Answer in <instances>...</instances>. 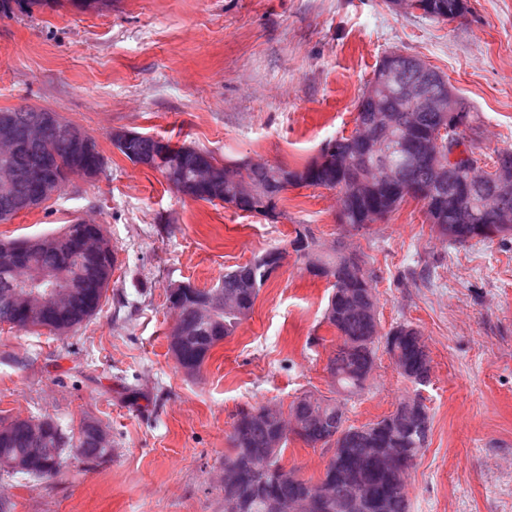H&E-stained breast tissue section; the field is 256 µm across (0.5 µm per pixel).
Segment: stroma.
I'll list each match as a JSON object with an SVG mask.
<instances>
[{"mask_svg":"<svg viewBox=\"0 0 512 512\" xmlns=\"http://www.w3.org/2000/svg\"><path fill=\"white\" fill-rule=\"evenodd\" d=\"M398 51L442 73L476 115L477 153L512 147V0H468L457 19L393 11L387 0H112L0 16V109L59 112L94 136L107 160L70 175L39 209L0 223V239L34 238L77 220L103 225L116 267L101 308L65 336L0 326V422L56 420L68 433L100 422L112 453H68L42 480L0 474L13 512H224L215 480L237 412L289 407L330 392V288L291 249L298 227L363 253L381 332L416 327L432 360L423 391L429 446L411 471V512H512V245H451L403 202L365 228L337 221L338 194L296 187L271 219L185 197L111 142L124 128L300 168L350 135L379 60ZM286 251L235 334L186 376L168 336V290L219 283L226 268ZM411 391L378 351L352 426L391 413ZM330 454L289 438L286 468L318 478Z\"/></svg>","mask_w":512,"mask_h":512,"instance_id":"obj_1","label":"stroma"}]
</instances>
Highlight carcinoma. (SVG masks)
<instances>
[{
  "label": "carcinoma",
  "mask_w": 512,
  "mask_h": 512,
  "mask_svg": "<svg viewBox=\"0 0 512 512\" xmlns=\"http://www.w3.org/2000/svg\"><path fill=\"white\" fill-rule=\"evenodd\" d=\"M63 6V0H0V13L7 16L19 10L30 14L34 9L54 10ZM416 9L423 15L439 18L457 11L460 0H415ZM381 106L390 112L399 124L414 123L419 127L418 150L431 149L430 135L443 121L439 112H419L398 93L384 96ZM48 109L33 105H20L4 110L12 123L15 133V148L5 161L11 183L6 192L0 190V223L12 220L27 210L33 198L40 193L36 163L42 162V174L53 176L63 184L68 175L80 170L88 175L101 172L106 164L97 141L83 154L73 151L74 131L78 125L73 122H48ZM373 116L372 104L361 91L358 99L355 128L348 136L328 141L320 154L302 168L273 166L267 163L245 159L236 163L238 174L252 185L263 189L259 197L237 200L242 211L256 212L276 218L281 194L291 186H313L336 189L340 194L339 222L363 228L374 224L395 211L408 198L423 202L425 215L434 210V202L423 191L432 180V170L426 164L409 162L401 157L394 159L398 180L381 187L376 180L377 159L364 156L363 147L357 141L360 127ZM34 122L44 124L45 133L40 141L28 138V128ZM185 146H174L169 153L160 152L155 137L136 133L119 152L131 163L149 159L155 163L166 183L181 194L194 200L214 202L210 193L191 182L192 172L200 167L214 168L217 160L207 151L184 153ZM471 205L462 210H443L437 214V223L432 228L450 243L465 244L473 239L482 241L498 236L495 225L501 223L504 214H512V196L488 203L485 198L491 194L488 182L464 186ZM57 244L41 247L31 239L0 240V251L9 250L20 256L19 268L0 266V325L9 324L22 328H44L67 333L88 321L100 309L101 300L112 280L115 258L112 244L104 233L103 226L86 221L68 224L54 234ZM285 253L279 249L263 254L264 263L252 262L237 265L224 272L219 282L223 294L242 303L245 313L253 310L261 288L281 266ZM319 269L308 270L317 278L330 274L339 288V280L346 274L343 267V253L336 250L318 256ZM50 271L77 281L78 296L65 311L47 317H30L24 314L13 294L22 289V278L30 273ZM373 289L369 273L362 277L351 276L346 290L355 296H365ZM328 303L334 305L333 314H324V320L333 326L343 338V344L336 347L328 358L327 370L346 394L361 393L371 375L379 347L392 353V347L401 350L404 364L414 372L431 371V360H421L415 344L402 337L403 325L399 324L383 335V341L373 337L380 335L378 319L352 311L347 302L336 294L329 295ZM172 309L178 311L177 325L184 328L193 339L183 344L180 360L183 364L200 371L212 349L224 338L234 334L244 317L219 305L213 308L206 321L197 318L195 301L187 296L178 300ZM312 395H301V401H292L284 426L290 425V415L298 407L304 415L305 433L302 442L308 446L332 448L335 441L341 443L339 452L330 459L324 472L316 480L304 479L282 464L288 436L281 438L277 447L273 440L280 426L261 417L252 415L256 407L242 409L236 415L229 435L230 452L224 456V468L234 470L238 481L247 490L263 485L264 494L274 496L288 503L302 496H313L323 487L337 497L345 495V485L336 478L342 472L359 480L358 488L363 497V508L359 512H410L408 471L427 444V434L418 427L409 425L395 434L390 428L392 415L354 427L346 424V410L336 411L333 399L323 413L319 405L311 401ZM45 447L56 450L62 457L71 449L86 461L100 460L107 456L109 449L101 446L94 429L85 423L74 438L51 418L44 419ZM27 440L20 430L14 432L7 443H0V459L15 458L26 454ZM397 452L405 463L393 469L385 463L388 455Z\"/></svg>",
  "instance_id": "cac0c4a2"
}]
</instances>
